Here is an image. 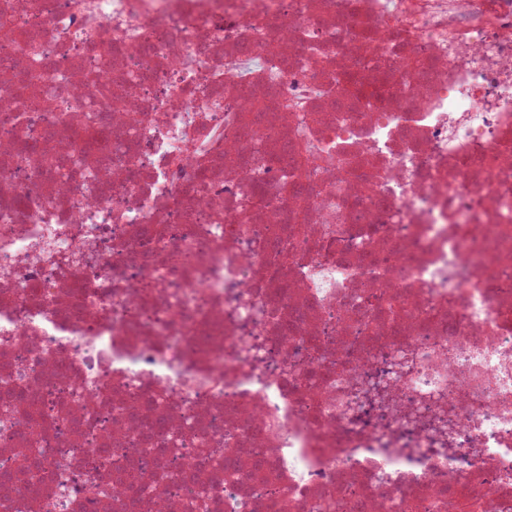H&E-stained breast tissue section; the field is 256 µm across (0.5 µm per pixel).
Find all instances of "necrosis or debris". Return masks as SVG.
Listing matches in <instances>:
<instances>
[{"label": "necrosis or debris", "instance_id": "obj_1", "mask_svg": "<svg viewBox=\"0 0 512 512\" xmlns=\"http://www.w3.org/2000/svg\"><path fill=\"white\" fill-rule=\"evenodd\" d=\"M84 4L0 0L20 35L0 45V512H115L129 483L134 512H183L161 465L212 485L204 512H441L471 487L512 512V0ZM34 50L48 101L17 93ZM48 131L94 202L18 159ZM189 140L198 166L170 165ZM298 142L327 159L301 201ZM251 336L263 379L240 371ZM316 348L329 371L305 394L280 365ZM15 389L30 408L6 407ZM178 432L180 454L150 456Z\"/></svg>", "mask_w": 512, "mask_h": 512}]
</instances>
